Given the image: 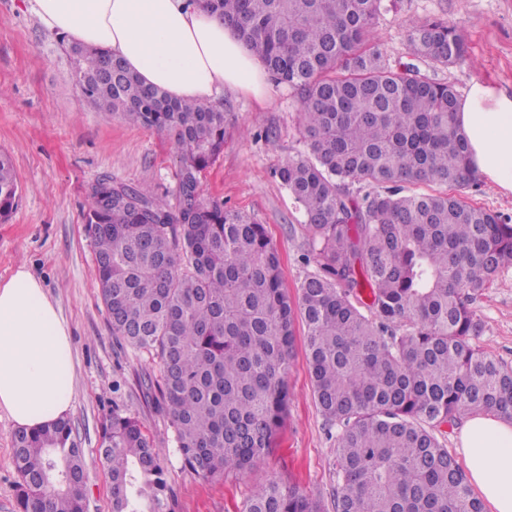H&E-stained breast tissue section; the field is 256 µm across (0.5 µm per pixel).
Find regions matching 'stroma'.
<instances>
[{"instance_id":"35a3bbf8","label":"stroma","mask_w":512,"mask_h":512,"mask_svg":"<svg viewBox=\"0 0 512 512\" xmlns=\"http://www.w3.org/2000/svg\"><path fill=\"white\" fill-rule=\"evenodd\" d=\"M429 18L456 25L468 46L467 59L437 70L436 79L463 96L478 81L512 98V0H382L373 36L390 63L409 59L405 23ZM0 87V150L10 155L19 184L18 205L0 223V283L26 266L69 326L75 397L68 419L84 453L85 512H112L99 448L100 425L116 405L163 448L174 512H239L273 477L297 484L331 512L339 489L337 430L315 404L303 344H296L286 377L290 404L277 447L251 470L211 481L182 467L169 420L155 403L157 364L112 334L83 220L87 188L109 175L175 202L171 138L90 106L73 79L67 44L40 24L27 0H0ZM220 100L228 119L224 152L203 176L204 196L264 224L280 256L283 286L296 296L310 271L302 260L304 218L275 170L304 149L297 100L274 84L261 99L228 87ZM473 307L486 322L480 348L512 366V268ZM15 432L0 410V512H19Z\"/></svg>"}]
</instances>
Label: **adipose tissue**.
Wrapping results in <instances>:
<instances>
[{
	"label": "adipose tissue",
	"instance_id": "adipose-tissue-1",
	"mask_svg": "<svg viewBox=\"0 0 512 512\" xmlns=\"http://www.w3.org/2000/svg\"><path fill=\"white\" fill-rule=\"evenodd\" d=\"M41 23L121 58L147 86L172 98L216 102L224 87L261 93L268 74L218 15L187 0H30ZM471 166L512 193V99L475 83L457 114ZM67 323L40 281L18 267L0 284V409L24 429L55 423L74 399ZM467 476L488 512H512V422L466 420Z\"/></svg>",
	"mask_w": 512,
	"mask_h": 512
}]
</instances>
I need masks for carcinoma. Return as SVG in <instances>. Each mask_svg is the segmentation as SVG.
I'll return each instance as SVG.
<instances>
[{
  "mask_svg": "<svg viewBox=\"0 0 512 512\" xmlns=\"http://www.w3.org/2000/svg\"><path fill=\"white\" fill-rule=\"evenodd\" d=\"M219 15L299 104L307 151L276 171L300 206L315 270L292 301L264 225L203 197L224 152V109L145 87L118 57L74 44L72 74L99 112L170 136L176 199L104 175L85 224L112 335L159 366L157 405L181 462L218 479L267 457L288 415L296 318L313 395L337 427L335 512H483L437 432L512 419V367L476 340L472 308L512 267V224L468 204L478 176L455 87L421 72L467 56L443 20L405 27L414 61L370 38L381 0H189ZM19 185L0 152V219ZM20 512H84V458L68 420L14 438ZM112 512H173L161 451L119 407L101 426ZM240 512H323L268 481Z\"/></svg>",
  "mask_w": 512,
  "mask_h": 512,
  "instance_id": "cac0c4a2",
  "label": "carcinoma"
}]
</instances>
